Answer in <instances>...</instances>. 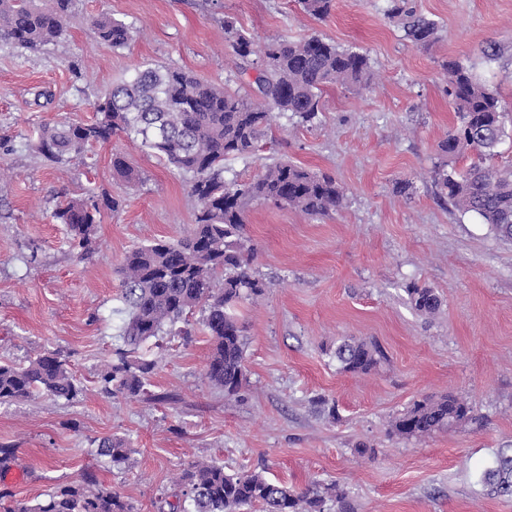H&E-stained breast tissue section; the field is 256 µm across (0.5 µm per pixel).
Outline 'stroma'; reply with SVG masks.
<instances>
[{"label":"stroma","instance_id":"35a3bbf8","mask_svg":"<svg viewBox=\"0 0 512 512\" xmlns=\"http://www.w3.org/2000/svg\"><path fill=\"white\" fill-rule=\"evenodd\" d=\"M415 3L438 26L426 48L405 39L389 0H335L322 20L298 0H74L68 31L41 51L0 43V360L58 350L83 387L69 403L39 394L0 405V443L12 445L19 474L0 491L34 505L91 477L136 512H192L179 476L203 460L295 488L339 487L349 512H512V499L477 481L497 450L512 448V241L440 200L431 178L457 123L446 61L493 73L512 103V56L482 54L491 42L512 47V0ZM97 15L133 26L130 45L100 41L85 23ZM228 16L259 46L319 34L369 56V88L328 89L319 124L275 117L255 155L224 162L228 177L248 180L285 158L335 176L345 199L320 219L249 206L245 234L267 287L234 308L247 341L239 397L206 378L212 341L196 309L190 336L153 344L146 393L107 398L97 375L124 325L122 260L189 235L197 203L184 174L124 134L60 162L38 152V137L59 122L92 123L95 103L146 61L238 88ZM117 155L139 181L114 173ZM106 196L119 206L101 207L78 259L54 213ZM412 285L436 291V314L414 309ZM351 337L382 349L370 373L336 363L337 342ZM448 393L472 420L425 438L392 432L415 401ZM107 436L127 442L128 460L99 454Z\"/></svg>","mask_w":512,"mask_h":512}]
</instances>
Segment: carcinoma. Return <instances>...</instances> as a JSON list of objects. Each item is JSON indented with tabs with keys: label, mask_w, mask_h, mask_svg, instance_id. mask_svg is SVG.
<instances>
[{
	"label": "carcinoma",
	"mask_w": 512,
	"mask_h": 512,
	"mask_svg": "<svg viewBox=\"0 0 512 512\" xmlns=\"http://www.w3.org/2000/svg\"><path fill=\"white\" fill-rule=\"evenodd\" d=\"M334 0H300L303 10L323 19ZM72 0H0V42L36 51L55 41L69 25ZM400 19L406 38L416 47L436 39L437 24L418 13L410 0H392L389 9ZM98 37L114 48L131 41L132 28L108 16L91 20ZM224 38L237 59L236 69L257 71L249 89L232 90L201 79L177 67L144 62L112 87L95 106L99 118L92 124L60 123L42 130L38 149L50 160L61 161L90 142H105L122 132L155 151L188 176L191 195L199 209L192 234L179 240H153L128 251L120 269V301L128 314L121 336L123 346L98 374L99 392L106 397L137 398L156 368L147 358V342L179 323L196 307L213 349L206 376L227 396L238 395L244 380L243 329L230 313L237 302L266 288L253 270L254 253L242 231L246 208L257 200L299 210L312 217L341 207L342 188L335 178L315 173L286 160L266 166L249 181L224 177V160L249 157L268 135L272 112L290 115L299 124H311L322 111V94L333 86L348 91L369 87L373 72L367 54L336 45L313 34L297 41L274 39L263 49L224 17ZM448 97L458 124L438 144L439 162L434 184L439 197L464 212H474L502 238L512 240V167L485 165L506 136L508 106L473 70L454 60L446 62ZM476 155L463 172L448 170L461 155ZM112 169L127 181L139 173L123 157L112 159ZM100 207L94 200H73L54 213L67 225L70 244L85 249ZM413 307L425 314L440 306L431 288L406 289ZM334 356L349 373H368L381 351L364 341L344 339ZM44 393L68 402L82 388L59 351H48L25 365L0 361V404ZM471 408L452 394L417 401L392 424L395 434L418 438L451 429L470 418ZM100 454L114 463L128 459L130 449L120 438L104 437ZM479 482L489 493L512 498V448L498 450L481 468ZM181 481L189 490L194 512H241L260 505L264 512H325L326 498L341 502L334 487L318 485L296 490L269 481L262 473L228 475L212 462H192ZM7 512H133L119 496L86 479L66 486L32 506L13 501Z\"/></svg>",
	"instance_id": "obj_1"
}]
</instances>
